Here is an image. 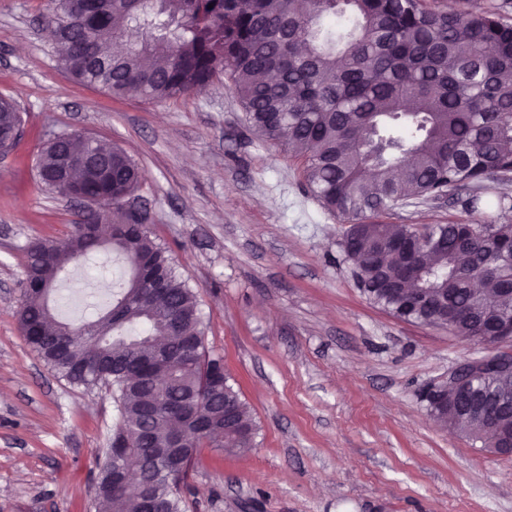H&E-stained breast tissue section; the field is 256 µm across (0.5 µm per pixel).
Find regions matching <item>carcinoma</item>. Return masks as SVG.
Wrapping results in <instances>:
<instances>
[{"instance_id":"1","label":"carcinoma","mask_w":512,"mask_h":512,"mask_svg":"<svg viewBox=\"0 0 512 512\" xmlns=\"http://www.w3.org/2000/svg\"><path fill=\"white\" fill-rule=\"evenodd\" d=\"M511 6L512 0L486 7L456 0L450 9L425 0H349L352 28L343 34L336 33L332 0H112L111 10L77 22L56 8L44 23L64 69L115 99H170L224 76L254 132L302 158L305 192L350 225L358 245L342 252L366 298L400 320L428 326L445 319L447 307L427 303L445 299L462 309L448 320V334L469 340L482 313L471 301L474 279L496 313L512 319V224L491 218L475 231L450 219L417 228L390 216L408 199L462 190L472 191L463 199L468 209L512 208L505 196L478 194L489 180L512 181V22L505 16ZM22 122L15 102L0 97V128ZM94 144L112 162L114 177L58 179L63 158L86 151L80 131L46 143L36 159L44 190L101 203L68 237L29 245L18 322L60 377L112 390L118 423L97 462L95 497L110 512H142L148 493L162 512H183L182 487L199 449L248 452L257 425L224 359L203 348L153 367V380L173 404L146 417L153 391L134 382L125 363L171 345L174 336L186 345L203 339V321L196 293L167 248L152 231L129 227L124 202L138 199L140 168L123 149L98 138ZM110 219L111 241L87 242L86 225ZM99 251L119 257L125 271L107 311L77 328L51 309L45 278L58 284ZM401 273L423 305L384 287L386 276ZM157 282L164 293L154 296ZM187 398L207 425L188 434L180 464L171 467L154 447L165 444L168 428L190 426L179 405ZM431 418L487 447L497 434L512 435V419L487 431L465 401H450ZM118 456L137 459L150 473L145 489L112 481Z\"/></svg>"}]
</instances>
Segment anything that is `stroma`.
<instances>
[{"label": "stroma", "mask_w": 512, "mask_h": 512, "mask_svg": "<svg viewBox=\"0 0 512 512\" xmlns=\"http://www.w3.org/2000/svg\"><path fill=\"white\" fill-rule=\"evenodd\" d=\"M54 0H0V94L23 117L0 155V512H98L96 461L116 424L108 388L57 375L16 311L25 249L66 237L73 202L40 189L35 161L83 131L138 163L151 229L194 286L208 353L222 356L259 428L257 446L200 449L184 512H512V454L438 426L421 393L480 354L445 329L399 320L360 293L345 226L302 189V161L250 129L224 79L202 93L114 99L77 83L40 26ZM487 221L451 200L396 210L401 224ZM115 257L68 273L58 316Z\"/></svg>", "instance_id": "stroma-1"}]
</instances>
